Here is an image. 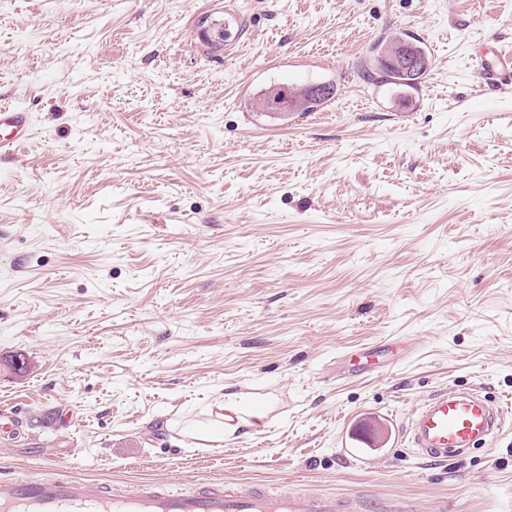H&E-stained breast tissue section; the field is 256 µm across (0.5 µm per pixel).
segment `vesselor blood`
<instances>
[{"label": "vessel or blood", "instance_id": "vessel-or-blood-1", "mask_svg": "<svg viewBox=\"0 0 512 512\" xmlns=\"http://www.w3.org/2000/svg\"><path fill=\"white\" fill-rule=\"evenodd\" d=\"M487 86L512 79V53L481 68ZM30 114L17 106L0 108V150L13 151L28 139ZM506 406L478 391L439 392L424 404L401 440L428 459L458 457L496 439ZM38 477L23 478L0 468V512H362L353 497L311 491L214 482L190 491L162 482L115 490L107 483L60 472L54 461L41 465Z\"/></svg>", "mask_w": 512, "mask_h": 512}]
</instances>
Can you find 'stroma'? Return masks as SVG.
<instances>
[{
  "label": "stroma",
  "instance_id": "35a3bbf8",
  "mask_svg": "<svg viewBox=\"0 0 512 512\" xmlns=\"http://www.w3.org/2000/svg\"><path fill=\"white\" fill-rule=\"evenodd\" d=\"M398 36L419 88L380 81ZM501 50L512 0H0V107L31 115L0 154V467L512 512V412L462 457L395 442L438 391L512 402V87L475 77ZM228 393L263 422L190 439Z\"/></svg>",
  "mask_w": 512,
  "mask_h": 512
}]
</instances>
